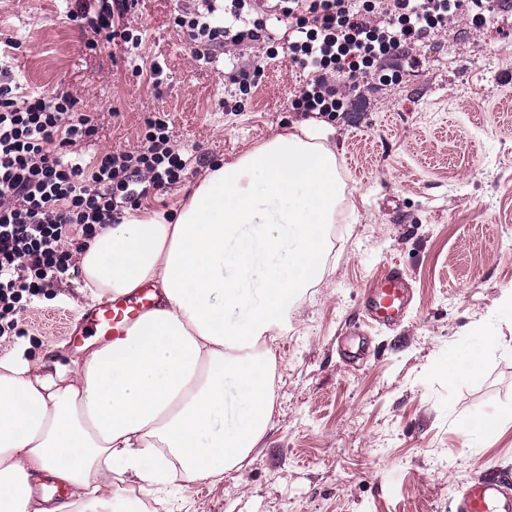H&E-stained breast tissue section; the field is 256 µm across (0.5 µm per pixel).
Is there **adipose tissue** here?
I'll return each instance as SVG.
<instances>
[{"label":"adipose tissue","mask_w":512,"mask_h":512,"mask_svg":"<svg viewBox=\"0 0 512 512\" xmlns=\"http://www.w3.org/2000/svg\"><path fill=\"white\" fill-rule=\"evenodd\" d=\"M336 203L327 129L296 125L216 162L170 205L145 203L102 229L76 255L90 298L149 285L157 305L70 363L0 359V512H135L121 483L150 491L240 467L272 414L271 355L252 349L322 275ZM254 279L257 302L244 289ZM229 376L240 411L228 428ZM43 473L69 499H33Z\"/></svg>","instance_id":"adipose-tissue-1"}]
</instances>
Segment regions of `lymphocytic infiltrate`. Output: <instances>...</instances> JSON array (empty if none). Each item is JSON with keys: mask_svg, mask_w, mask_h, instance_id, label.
I'll list each match as a JSON object with an SVG mask.
<instances>
[{"mask_svg": "<svg viewBox=\"0 0 512 512\" xmlns=\"http://www.w3.org/2000/svg\"><path fill=\"white\" fill-rule=\"evenodd\" d=\"M138 0H76L66 13L94 50L100 40L127 48L142 43L126 15ZM262 0H201L175 17L196 54L267 37ZM468 9L473 22L490 23L495 9L483 0H274L286 25L282 45L309 79L291 102L296 112L335 118L361 79L406 57L412 43ZM0 48V339L22 335L25 303L62 283L72 250L87 248L99 230L117 223L149 192L176 184L192 164L169 145L161 118L147 120L143 145L81 161L74 147L95 133L76 99L60 91L29 89ZM345 73L343 85L330 80Z\"/></svg>", "mask_w": 512, "mask_h": 512, "instance_id": "lymphocytic-infiltrate-1", "label": "lymphocytic infiltrate"}]
</instances>
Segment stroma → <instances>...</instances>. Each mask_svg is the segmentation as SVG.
I'll use <instances>...</instances> for the list:
<instances>
[{"label": "stroma", "instance_id": "1", "mask_svg": "<svg viewBox=\"0 0 512 512\" xmlns=\"http://www.w3.org/2000/svg\"><path fill=\"white\" fill-rule=\"evenodd\" d=\"M180 0H139L128 21L142 43L87 50L65 21V0H0V42L17 45L15 72L31 88L73 95L95 134L89 159L139 150L147 119L169 125L170 146L202 161L148 201L171 203L217 159L232 161L277 133L308 123L290 101L307 79L268 42L196 58L174 17ZM265 67L250 90L240 71ZM141 74H134V67ZM158 79H151L153 67ZM403 76H370L361 96L323 120L336 152L340 202L322 279L294 305L288 334L270 342L273 412L261 442L220 482L172 487V512H453L459 490L512 472V7L493 24L449 19L414 45ZM413 288L387 328L363 316L386 264ZM70 265L22 314L25 336L0 342L48 362L76 354L67 317L88 301ZM496 337L481 374H448L456 350ZM359 359H348L351 351ZM490 416L501 433L464 435Z\"/></svg>", "mask_w": 512, "mask_h": 512}]
</instances>
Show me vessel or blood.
<instances>
[{
    "instance_id": "vessel-or-blood-1",
    "label": "vessel or blood",
    "mask_w": 512,
    "mask_h": 512,
    "mask_svg": "<svg viewBox=\"0 0 512 512\" xmlns=\"http://www.w3.org/2000/svg\"><path fill=\"white\" fill-rule=\"evenodd\" d=\"M409 295V284L402 271L388 268L378 286L368 292L367 319L380 325L396 323L404 313ZM155 306L147 288L114 300L102 299L85 309L80 328L71 333L69 341L79 347L91 338L103 344L126 336L138 319ZM456 512H512V474L500 473L466 487L458 497Z\"/></svg>"
}]
</instances>
